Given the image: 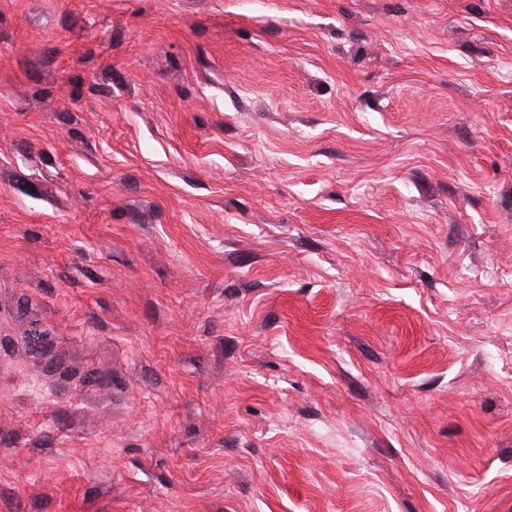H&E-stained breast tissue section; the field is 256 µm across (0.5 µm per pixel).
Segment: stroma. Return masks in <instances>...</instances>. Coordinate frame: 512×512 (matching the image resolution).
<instances>
[{"label": "stroma", "instance_id": "obj_1", "mask_svg": "<svg viewBox=\"0 0 512 512\" xmlns=\"http://www.w3.org/2000/svg\"><path fill=\"white\" fill-rule=\"evenodd\" d=\"M0 512H512V0H0Z\"/></svg>", "mask_w": 512, "mask_h": 512}]
</instances>
